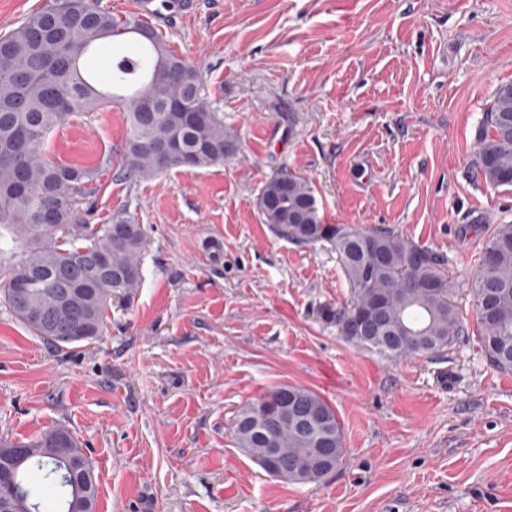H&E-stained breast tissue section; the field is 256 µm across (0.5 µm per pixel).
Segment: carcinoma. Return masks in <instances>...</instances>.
I'll return each instance as SVG.
<instances>
[{
	"label": "carcinoma",
	"instance_id": "obj_1",
	"mask_svg": "<svg viewBox=\"0 0 512 512\" xmlns=\"http://www.w3.org/2000/svg\"><path fill=\"white\" fill-rule=\"evenodd\" d=\"M150 31L144 38L141 32ZM129 36L136 49L115 57L110 71L99 75L94 57L106 39ZM103 103L127 111L129 135L121 155L127 177L141 180L173 167L203 168L224 160L230 136L205 103L197 67L170 51L161 35L138 20L119 21L101 10L97 0H46L39 11L0 36V289L16 318L46 343L62 349L103 335L112 300H131L142 280L140 256L146 233L139 224L117 217L110 224L79 223V189L91 173L56 162L43 151L50 133L67 118L91 112ZM477 167L492 186H512V84L500 86L478 135ZM259 206L282 236L301 245L319 242L335 251L348 284L346 299L321 308V318L336 325L355 347L386 361L435 356L449 350L466 328L454 304V284L445 273L448 259L383 229L363 230L349 224H324L308 183L283 172L269 179ZM420 263L408 267L410 258ZM107 262L99 274L92 261ZM68 271L75 291L59 304L55 274ZM32 281L18 300L15 284ZM477 301L479 340L491 366L512 372V224H498L482 252L471 282ZM380 299L383 327L348 332L354 315ZM39 313L32 320L29 314ZM411 336H422L417 347ZM288 391L299 410L315 412L335 436L332 458L341 466L344 436L335 409L313 390L281 385L244 405L233 437L248 454L256 448L277 449L276 459L290 465L295 484L323 482L314 448L289 419L265 435L260 414L276 408L275 397ZM59 429L27 442L0 440V488L23 484L32 508L45 512L39 487L54 485L61 496L55 512H85L79 496L82 481L68 471L93 466L76 438L70 464L50 455ZM31 452V461L16 465L15 450Z\"/></svg>",
	"mask_w": 512,
	"mask_h": 512
}]
</instances>
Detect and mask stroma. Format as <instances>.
<instances>
[{
  "label": "stroma",
  "mask_w": 512,
  "mask_h": 512,
  "mask_svg": "<svg viewBox=\"0 0 512 512\" xmlns=\"http://www.w3.org/2000/svg\"><path fill=\"white\" fill-rule=\"evenodd\" d=\"M161 31L200 69L233 140L223 162L125 179L124 110L69 117L45 154L91 170L90 225L148 242L131 302L64 349L0 302V438L63 427L96 512H512V373L488 363L469 283L512 186L478 173L477 133L512 83V0H194ZM304 177L326 224L385 227L443 253L467 333L389 362L317 316L346 280L329 245L276 235L265 182ZM297 385L336 410L347 454L318 485L237 447L241 407Z\"/></svg>",
  "instance_id": "stroma-1"
}]
</instances>
